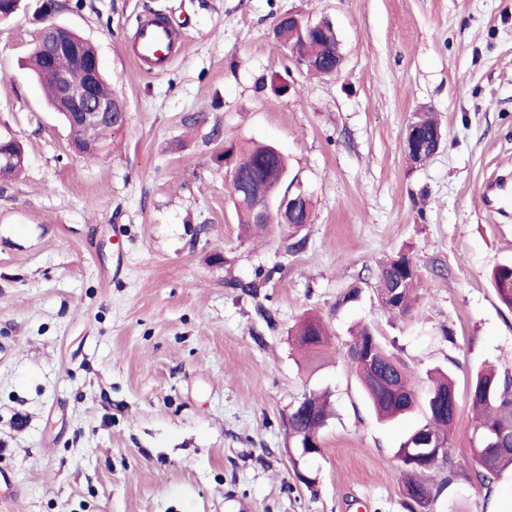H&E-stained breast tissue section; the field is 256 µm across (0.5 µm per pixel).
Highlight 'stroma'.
I'll return each instance as SVG.
<instances>
[{
	"instance_id": "35a3bbf8",
	"label": "stroma",
	"mask_w": 512,
	"mask_h": 512,
	"mask_svg": "<svg viewBox=\"0 0 512 512\" xmlns=\"http://www.w3.org/2000/svg\"><path fill=\"white\" fill-rule=\"evenodd\" d=\"M59 3L54 22L95 45L128 118L97 158L72 152L26 66L41 0L0 23V136L26 154L0 181V512H407L393 455L421 415L378 423L349 367H306L288 333L314 313L339 345L366 323L461 390L481 364L512 368V311L489 283L512 259V215L483 200L512 174V0ZM288 13L332 23L335 75L274 39ZM149 15L182 44L159 76L127 51ZM275 75L287 93L261 88ZM420 110L444 139L416 165L403 137ZM216 127L287 156L313 209L301 250L278 228L245 237ZM402 248L424 275L409 319L374 289ZM313 388L336 416L308 487L288 414ZM433 510L512 512V477L490 496L457 474Z\"/></svg>"
}]
</instances>
